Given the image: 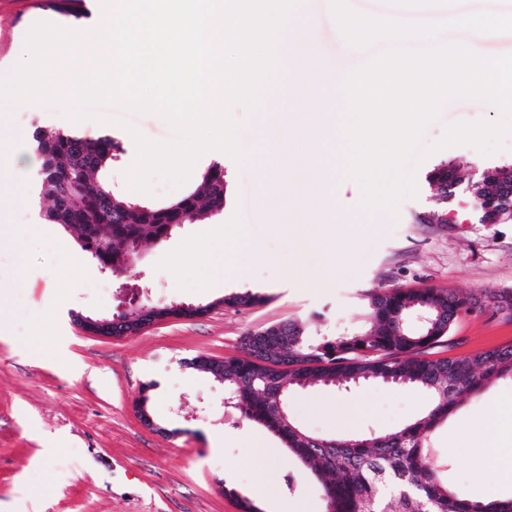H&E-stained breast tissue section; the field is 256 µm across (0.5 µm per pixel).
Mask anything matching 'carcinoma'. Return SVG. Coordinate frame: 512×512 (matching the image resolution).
<instances>
[{
	"label": "carcinoma",
	"mask_w": 512,
	"mask_h": 512,
	"mask_svg": "<svg viewBox=\"0 0 512 512\" xmlns=\"http://www.w3.org/2000/svg\"><path fill=\"white\" fill-rule=\"evenodd\" d=\"M32 147L41 158L36 198L51 207L45 219L78 231L81 250L100 267L124 269L134 250L147 240L162 242L183 224L193 222L201 206L223 211L227 183L224 165L215 161L201 173L193 189L163 206H147L116 195L112 183L98 173L112 165L121 144L110 135L90 140L74 131L36 128ZM448 163L436 165L427 182L442 199L436 209L445 223L443 175ZM473 187L493 199L512 184V164L482 168L471 177ZM369 326L343 336L315 339L310 326L323 320L314 312L306 323L285 321L284 336L247 334L245 356L224 361V373L213 375L225 397L244 418L274 434L291 454L311 467L322 486L329 512H512L511 498L478 500L451 486L441 465L428 461L426 439L468 397L505 376L512 377V344L467 357L430 358L462 314L481 313L487 303L512 308V290L495 291L484 301L444 288L403 291L387 288L366 294ZM263 301L251 291L231 293L224 302L250 307ZM423 310L435 324L411 321ZM275 380L283 393L309 385L346 386L376 381L426 392V413L390 431L338 439L316 437L280 413L267 384Z\"/></svg>",
	"instance_id": "1"
}]
</instances>
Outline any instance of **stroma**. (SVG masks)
<instances>
[{
	"instance_id": "obj_1",
	"label": "stroma",
	"mask_w": 512,
	"mask_h": 512,
	"mask_svg": "<svg viewBox=\"0 0 512 512\" xmlns=\"http://www.w3.org/2000/svg\"><path fill=\"white\" fill-rule=\"evenodd\" d=\"M357 11L409 22H437L482 10L512 13V0H349ZM313 13L314 36L321 55L317 65L305 57L283 55L284 71L270 94V113L297 112L311 130L289 145L296 155L321 149L313 113L314 98L328 94L316 68L344 74L388 50L379 41L350 46L329 8V0H304ZM89 31L101 20L99 0H83L68 11L56 0H0V72L11 70L25 53L34 19ZM437 43H459L483 56L512 53V33L485 34L450 29ZM110 120L74 122L57 109L24 104L12 112L0 132V194L10 195L17 181L31 178L19 161L30 153L35 128L77 129L96 139L109 134L123 147L108 170L121 197L147 205L180 199L188 186L154 184L153 194L128 188L124 172L136 159L129 133L137 127L154 140L170 129L155 114L120 107L106 110ZM498 111L473 98L444 104L425 128L421 143L439 141L447 127L462 121L494 120ZM221 161L226 172L224 210L182 225L162 242L145 241L128 284L148 287L143 303L206 305L196 318H178L144 328L138 335L93 336L73 321L80 313L111 318L120 305L119 278L102 273L87 255L78 260L75 232L44 222L40 208L0 209V293L8 303L9 326L0 333V512H240L238 499L254 498L263 483L266 497L256 498L262 512L277 500L296 504L300 512H324L316 476L298 462L276 435L268 440L275 453L271 467L245 463L249 434L258 425L225 407L224 388L205 373L189 368L197 355L241 356L240 342L250 331L284 321H303L309 313H326L325 334L361 324V297L382 288H445L480 296L512 290V223H479L467 195L448 205V224H422L418 217L435 206L425 177L440 161H454L461 173L512 162V136L502 151L481 154L468 145L437 151L416 169V197L402 198L397 216L370 213L358 206L330 211L329 221L347 225L346 241L325 239L323 250L309 249L289 237L284 212L246 208L245 195L256 190L257 165L239 167L228 155L205 152L194 169ZM332 268L317 288L304 287L293 267ZM247 267L245 280L233 277ZM251 290L261 303L240 308L224 305L225 295ZM512 343V320L486 309L460 316L433 357L457 358ZM148 386L147 410L153 426L135 411L141 386ZM512 399V379L500 380L465 401L428 442L434 463H446L450 484L483 486L479 498H507L512 486L490 470L478 471L466 448L471 418L488 419L497 401ZM198 408L194 417L179 413L180 401ZM426 393L394 384L368 382L349 389L316 386L288 395L292 422L309 434L351 438L369 431H391L421 415ZM223 434L224 446L209 438Z\"/></svg>"
}]
</instances>
